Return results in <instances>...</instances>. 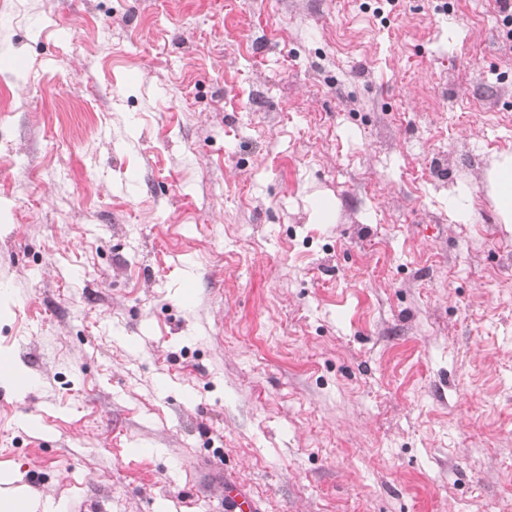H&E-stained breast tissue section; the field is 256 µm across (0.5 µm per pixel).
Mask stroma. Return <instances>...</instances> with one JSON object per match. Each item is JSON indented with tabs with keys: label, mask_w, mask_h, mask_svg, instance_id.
<instances>
[{
	"label": "stroma",
	"mask_w": 512,
	"mask_h": 512,
	"mask_svg": "<svg viewBox=\"0 0 512 512\" xmlns=\"http://www.w3.org/2000/svg\"><path fill=\"white\" fill-rule=\"evenodd\" d=\"M510 153L497 0H0V470L61 512H512ZM489 194L503 224H512V155L503 156L487 174Z\"/></svg>",
	"instance_id": "obj_1"
}]
</instances>
